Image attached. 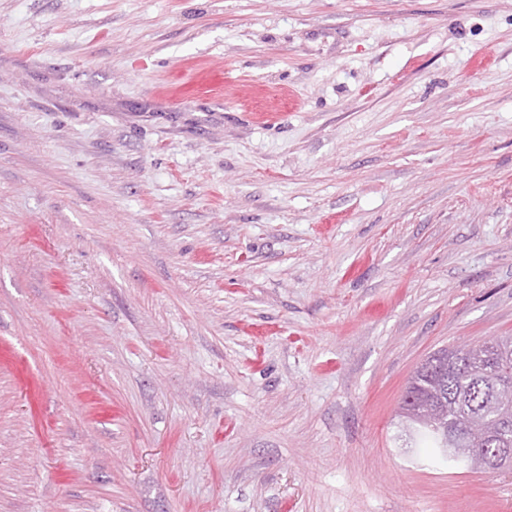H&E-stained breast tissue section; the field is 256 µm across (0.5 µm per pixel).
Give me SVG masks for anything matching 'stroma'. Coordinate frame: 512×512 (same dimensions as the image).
<instances>
[{"label":"stroma","instance_id":"1","mask_svg":"<svg viewBox=\"0 0 512 512\" xmlns=\"http://www.w3.org/2000/svg\"><path fill=\"white\" fill-rule=\"evenodd\" d=\"M499 336L512 0H0V512H512L394 424ZM424 367H418L409 379L406 386L407 395L410 392H418L422 395L428 394V390L432 387L434 378L441 373V365L436 363L424 371Z\"/></svg>","mask_w":512,"mask_h":512}]
</instances>
